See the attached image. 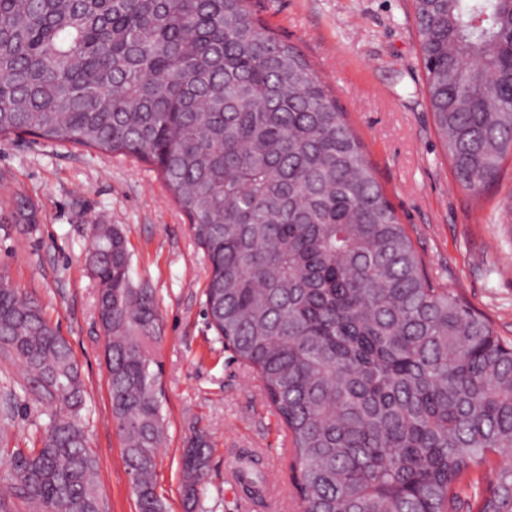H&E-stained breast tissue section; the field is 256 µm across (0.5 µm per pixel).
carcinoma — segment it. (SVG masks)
<instances>
[{"mask_svg": "<svg viewBox=\"0 0 512 512\" xmlns=\"http://www.w3.org/2000/svg\"><path fill=\"white\" fill-rule=\"evenodd\" d=\"M426 95L458 182L512 153V0H412ZM134 157L161 174L208 259L205 308L288 428L302 512H512V343L425 276L358 135L306 57L248 0H0V138ZM87 253L112 419L137 512L164 435L152 291L115 225ZM0 349L49 408L10 493L101 512L84 390L40 303L0 280ZM210 445L183 455L203 508ZM237 481L264 490L257 460Z\"/></svg>", "mask_w": 512, "mask_h": 512, "instance_id": "carcinoma-1", "label": "carcinoma"}]
</instances>
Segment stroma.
<instances>
[{"mask_svg":"<svg viewBox=\"0 0 512 512\" xmlns=\"http://www.w3.org/2000/svg\"><path fill=\"white\" fill-rule=\"evenodd\" d=\"M250 8L329 85L428 277L488 316L512 343V156L491 187L473 192L458 184L422 92L410 0H250ZM95 224L121 226L132 281L153 292L165 424L157 491L165 512H187L182 456L199 431L211 444L206 512H299L288 431L257 375L225 351L210 327L208 260L158 171L90 148L0 139V275L36 297L71 345L104 512H136V505L112 420L96 284L85 263ZM25 383L18 361L0 352V397L16 395L11 414L0 415V484L10 479L14 456L36 446L46 422ZM241 453L258 458L264 499H247L227 481Z\"/></svg>","mask_w":512,"mask_h":512,"instance_id":"1","label":"stroma"}]
</instances>
